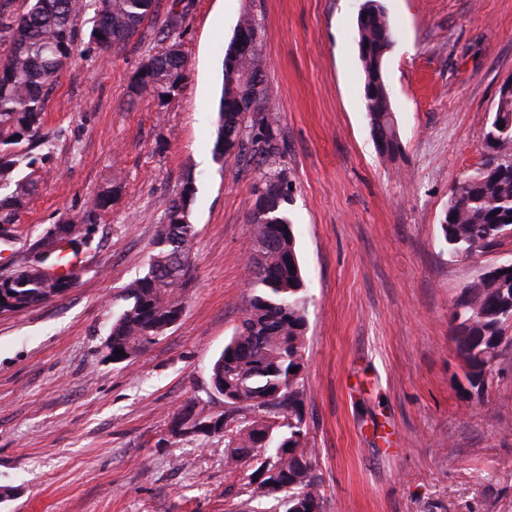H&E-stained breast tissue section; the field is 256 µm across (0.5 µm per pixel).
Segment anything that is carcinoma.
<instances>
[{
    "mask_svg": "<svg viewBox=\"0 0 512 512\" xmlns=\"http://www.w3.org/2000/svg\"><path fill=\"white\" fill-rule=\"evenodd\" d=\"M90 43L107 53L123 46L153 12L154 0H94ZM86 0H32L15 20L0 19V39L8 53L0 59V224H12L35 194V160L22 144L48 143L42 132L49 90L57 85L75 39V20ZM186 12L172 13L160 31L166 47L145 60L135 74L132 95L164 100L182 87L186 61L176 34ZM258 22L241 19L225 56L224 93L219 111L215 155H263L275 149L274 118L262 83L244 82V73L264 69L258 49ZM359 61L365 75L364 99L371 131L389 156L400 150L394 112L383 77L384 59L394 33L382 0H363L357 18ZM503 128H498V125ZM497 155L512 158V101L486 132ZM451 190L441 231L448 251L461 258L497 249L512 239V163L490 160ZM289 186L279 173L265 187L249 216L255 226V249L248 265L251 295L245 318L211 369L212 394L224 410L205 412L193 401L177 412L181 436L224 437V466L243 468L251 449L263 440L270 450L267 476L252 495L272 497L268 487L288 486L284 512H321L315 449L307 447L303 417L305 386L301 372L310 303L296 251L293 224L287 216ZM195 188L185 183L166 203L148 270L124 288L126 304L112 322L108 341L125 352L121 363L147 352L180 318L191 280L196 238L190 221ZM32 266L0 283V312L17 311L59 297ZM452 339L467 368V379L481 382L483 369L497 361L512 339V272L480 274L456 298L450 316Z\"/></svg>",
    "mask_w": 512,
    "mask_h": 512,
    "instance_id": "obj_1",
    "label": "carcinoma"
}]
</instances>
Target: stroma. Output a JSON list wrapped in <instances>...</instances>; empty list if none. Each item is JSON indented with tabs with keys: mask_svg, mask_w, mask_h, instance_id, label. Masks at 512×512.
Returning a JSON list of instances; mask_svg holds the SVG:
<instances>
[{
	"mask_svg": "<svg viewBox=\"0 0 512 512\" xmlns=\"http://www.w3.org/2000/svg\"><path fill=\"white\" fill-rule=\"evenodd\" d=\"M173 0L105 54L76 21L49 93L39 190L0 239V277L81 224L60 297L0 312V512H284L224 466L219 436L173 435L190 401L221 412L211 368L240 324L262 182L284 173L308 288L307 442L322 512H512V350L472 386L452 340L454 300L512 260V243L449 256L452 188L492 157L485 133L512 79V0H383L396 33L384 76L401 148L372 137L358 59L362 0H190L186 77L164 103L133 98ZM260 25L275 152L215 160L224 55L243 16ZM109 209L92 212L106 182ZM193 183L194 273L180 319L115 363L106 341L143 276L165 204Z\"/></svg>",
	"mask_w": 512,
	"mask_h": 512,
	"instance_id": "obj_1",
	"label": "stroma"
}]
</instances>
